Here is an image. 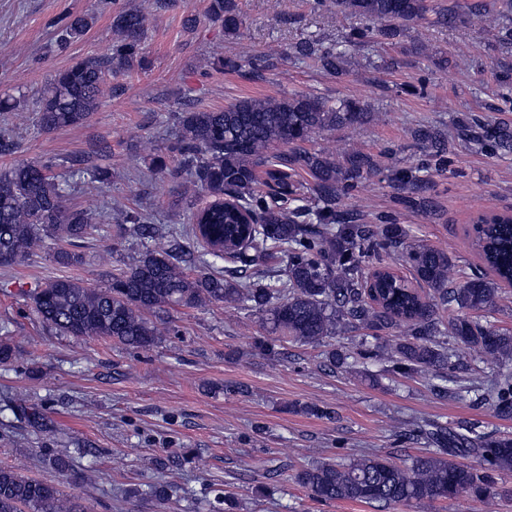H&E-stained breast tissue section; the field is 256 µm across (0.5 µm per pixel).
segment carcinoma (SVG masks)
<instances>
[{"label": "carcinoma", "instance_id": "cac0c4a2", "mask_svg": "<svg viewBox=\"0 0 512 512\" xmlns=\"http://www.w3.org/2000/svg\"><path fill=\"white\" fill-rule=\"evenodd\" d=\"M336 9L383 22L376 30L393 40L402 27L419 21L445 22L456 12L431 0H332ZM512 13V0H499L494 13L477 2L469 15L494 24ZM210 18L235 35L241 26L232 0H211ZM95 15H76L60 28L58 46L81 39ZM149 15L120 10L112 16L117 41L110 52L75 61L54 74L34 104L41 130L52 132L83 125L111 93L112 74L142 63ZM302 56L318 55L324 70L335 73L343 52L317 53L314 42L296 46ZM367 118L350 99L331 104L314 94L281 98H246L217 111L180 114L174 151L178 165L156 156V170L186 176L184 192L207 193L211 201L191 211L190 228L166 232L148 217L127 212L122 223L133 225L142 242L135 262L107 285L96 288L59 278L31 294L36 314L57 333L110 338L132 349L151 346L159 332L146 317L164 307L197 308L221 302L262 314L274 333L291 342L321 343L347 328L367 329L372 337L404 328V337L385 361L402 373L430 372L448 380L455 351L448 339L473 349L489 363L494 378L474 387L485 403L501 414L512 413V334L505 335L477 318L464 315L494 307L502 281L486 274H451L448 253L410 238L401 224H353L336 214V191L343 181L374 169V160L351 151L346 166L336 158L300 148L312 135ZM282 151L271 154L269 150ZM300 170L316 180L314 197L298 193L291 178ZM106 185L108 167L74 169ZM69 180L48 162H22L0 170V265L23 262L48 238L76 243L90 234L93 212L69 204ZM229 196L232 207L220 203ZM191 235L207 244L197 256L199 274L181 265L176 238ZM393 247L410 265L414 280L429 288L421 296L388 267L364 275L362 263L376 248ZM472 246L489 267L512 270V223L486 224ZM233 263L215 273L216 262ZM435 452L412 459L405 467L381 455L346 463L320 461L302 471L297 482L323 501H358L390 508L409 503L452 500L463 493L484 496L491 486L457 458L478 457L495 471H512V438H495L473 424L452 429L434 421L415 427ZM86 512L62 497L53 484L25 478L0 467V512Z\"/></svg>", "mask_w": 512, "mask_h": 512}]
</instances>
